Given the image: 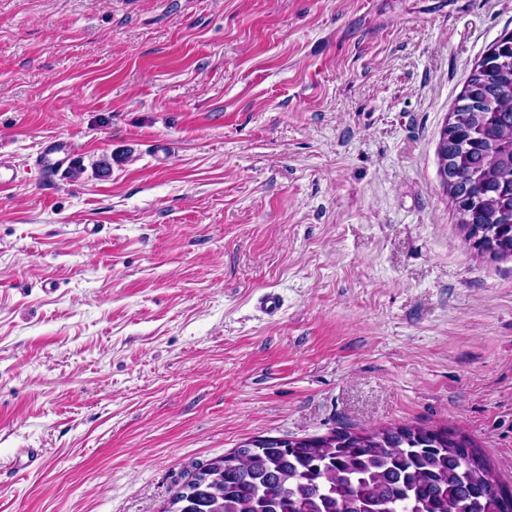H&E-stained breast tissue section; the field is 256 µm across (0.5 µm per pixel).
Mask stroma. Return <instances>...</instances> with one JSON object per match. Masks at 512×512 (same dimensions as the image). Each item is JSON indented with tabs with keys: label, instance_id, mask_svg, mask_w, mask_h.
<instances>
[{
	"label": "stroma",
	"instance_id": "35a3bbf8",
	"mask_svg": "<svg viewBox=\"0 0 512 512\" xmlns=\"http://www.w3.org/2000/svg\"><path fill=\"white\" fill-rule=\"evenodd\" d=\"M506 31L512 0H0V512H163L249 438L391 424L512 487V257L438 163ZM52 137L78 174L34 168Z\"/></svg>",
	"mask_w": 512,
	"mask_h": 512
}]
</instances>
